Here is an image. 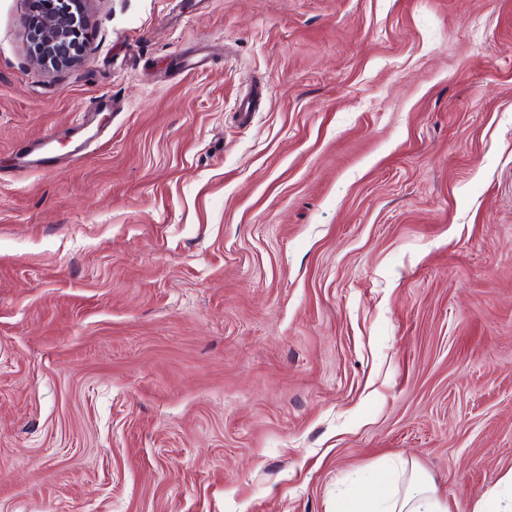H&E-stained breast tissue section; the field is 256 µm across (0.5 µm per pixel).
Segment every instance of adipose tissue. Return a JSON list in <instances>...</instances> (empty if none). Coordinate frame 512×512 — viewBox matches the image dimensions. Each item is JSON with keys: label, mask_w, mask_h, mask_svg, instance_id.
Returning a JSON list of instances; mask_svg holds the SVG:
<instances>
[{"label": "adipose tissue", "mask_w": 512, "mask_h": 512, "mask_svg": "<svg viewBox=\"0 0 512 512\" xmlns=\"http://www.w3.org/2000/svg\"><path fill=\"white\" fill-rule=\"evenodd\" d=\"M336 512H450L433 482L418 469H411L403 489L379 497L363 492L336 502Z\"/></svg>", "instance_id": "adipose-tissue-1"}]
</instances>
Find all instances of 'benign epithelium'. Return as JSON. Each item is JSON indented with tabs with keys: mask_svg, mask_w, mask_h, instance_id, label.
<instances>
[{
	"mask_svg": "<svg viewBox=\"0 0 512 512\" xmlns=\"http://www.w3.org/2000/svg\"><path fill=\"white\" fill-rule=\"evenodd\" d=\"M62 11H50L29 16L26 23V44L32 59L37 62L54 60L59 68L76 63L83 54L80 35L83 22L71 13L68 4Z\"/></svg>",
	"mask_w": 512,
	"mask_h": 512,
	"instance_id": "7a95c632",
	"label": "benign epithelium"
}]
</instances>
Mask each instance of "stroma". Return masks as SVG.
Wrapping results in <instances>:
<instances>
[{
    "label": "stroma",
    "mask_w": 512,
    "mask_h": 512,
    "mask_svg": "<svg viewBox=\"0 0 512 512\" xmlns=\"http://www.w3.org/2000/svg\"><path fill=\"white\" fill-rule=\"evenodd\" d=\"M85 7L48 69L0 0V512L511 495L512 0ZM112 109V99L105 97L98 100L96 112H88L86 122L76 128L75 146L72 151L74 156H81L85 146L96 139L101 130L112 122ZM51 138H46L37 148L25 151L22 154L24 160L23 168H42L49 169L50 163L54 157L50 156L52 153Z\"/></svg>",
    "instance_id": "35a3bbf8"
}]
</instances>
